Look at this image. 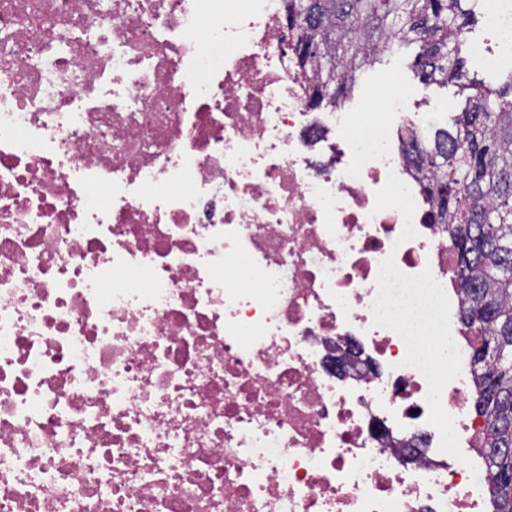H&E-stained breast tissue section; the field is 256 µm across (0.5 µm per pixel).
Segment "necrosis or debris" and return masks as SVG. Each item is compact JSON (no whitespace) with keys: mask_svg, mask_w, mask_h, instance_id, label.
I'll return each mask as SVG.
<instances>
[{"mask_svg":"<svg viewBox=\"0 0 512 512\" xmlns=\"http://www.w3.org/2000/svg\"><path fill=\"white\" fill-rule=\"evenodd\" d=\"M290 41L0 0V512H490L425 128L311 111Z\"/></svg>","mask_w":512,"mask_h":512,"instance_id":"4bbe7bcc","label":"necrosis or debris"}]
</instances>
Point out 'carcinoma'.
Masks as SVG:
<instances>
[{"label":"carcinoma","instance_id":"obj_1","mask_svg":"<svg viewBox=\"0 0 512 512\" xmlns=\"http://www.w3.org/2000/svg\"><path fill=\"white\" fill-rule=\"evenodd\" d=\"M480 0H288L289 19L320 51L302 62L310 105L334 109L357 74L394 49L417 47L412 68L426 84L458 87L465 97L428 143L408 150L427 174L436 223L457 254L462 321L483 320L491 355H472L475 406L492 438L488 469L495 512H512V73L495 89L469 77L467 34Z\"/></svg>","mask_w":512,"mask_h":512}]
</instances>
